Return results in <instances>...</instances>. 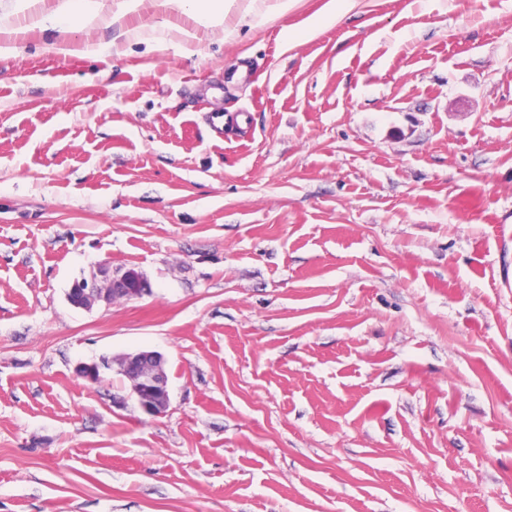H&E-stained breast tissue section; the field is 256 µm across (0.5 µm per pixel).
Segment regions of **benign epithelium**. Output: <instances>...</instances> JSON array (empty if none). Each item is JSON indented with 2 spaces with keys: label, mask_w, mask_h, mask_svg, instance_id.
Here are the masks:
<instances>
[{
  "label": "benign epithelium",
  "mask_w": 512,
  "mask_h": 512,
  "mask_svg": "<svg viewBox=\"0 0 512 512\" xmlns=\"http://www.w3.org/2000/svg\"><path fill=\"white\" fill-rule=\"evenodd\" d=\"M151 293L147 277L135 268L100 264L89 277L77 280L67 298L75 307L89 309L96 304L110 305L118 300H132ZM110 370L129 382L141 410L152 417L164 414L170 406L165 359L156 351L139 350L99 362L83 363L76 369L78 377L95 384L102 370Z\"/></svg>",
  "instance_id": "1"
}]
</instances>
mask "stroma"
Wrapping results in <instances>:
<instances>
[{"mask_svg":"<svg viewBox=\"0 0 512 512\" xmlns=\"http://www.w3.org/2000/svg\"><path fill=\"white\" fill-rule=\"evenodd\" d=\"M75 8L0 0V512H512V0ZM150 293L149 281L142 271L100 264L88 278L73 283L67 298L73 306L89 309L95 304L110 305L118 300L142 298ZM103 369L119 374L129 382L130 393L135 396L145 414L155 417L164 414L169 408L168 376L162 354L150 350L125 353L100 362L80 364L76 374L90 384H95L101 379Z\"/></svg>","mask_w":512,"mask_h":512,"instance_id":"obj_1","label":"stroma"}]
</instances>
